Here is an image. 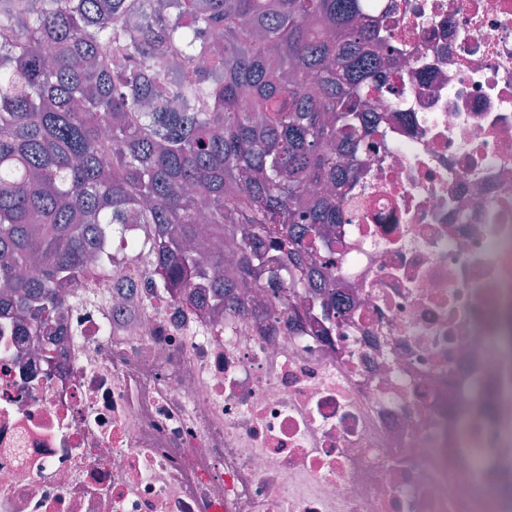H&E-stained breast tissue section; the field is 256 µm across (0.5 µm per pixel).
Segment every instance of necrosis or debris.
I'll list each match as a JSON object with an SVG mask.
<instances>
[{"mask_svg":"<svg viewBox=\"0 0 512 512\" xmlns=\"http://www.w3.org/2000/svg\"><path fill=\"white\" fill-rule=\"evenodd\" d=\"M395 36L322 308L269 273L159 289L113 240L0 314V512H512V0H363Z\"/></svg>","mask_w":512,"mask_h":512,"instance_id":"1","label":"necrosis or debris"}]
</instances>
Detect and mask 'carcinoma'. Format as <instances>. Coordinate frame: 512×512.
<instances>
[{"label": "carcinoma", "mask_w": 512, "mask_h": 512, "mask_svg": "<svg viewBox=\"0 0 512 512\" xmlns=\"http://www.w3.org/2000/svg\"><path fill=\"white\" fill-rule=\"evenodd\" d=\"M392 36L361 0H0V299L43 322L88 265L112 276L125 224L177 225L162 286L193 297L203 201L209 238L244 235L211 299L265 270L325 290L303 257L340 223Z\"/></svg>", "instance_id": "1"}]
</instances>
